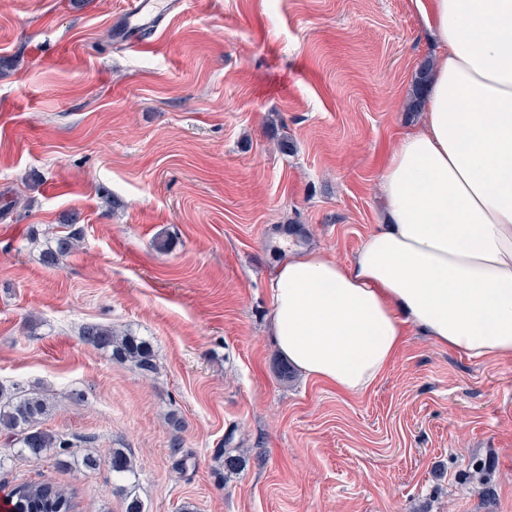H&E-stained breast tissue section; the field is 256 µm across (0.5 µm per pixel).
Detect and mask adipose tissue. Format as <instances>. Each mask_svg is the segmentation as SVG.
Returning <instances> with one entry per match:
<instances>
[{
	"label": "adipose tissue",
	"instance_id": "ef3b65f1",
	"mask_svg": "<svg viewBox=\"0 0 512 512\" xmlns=\"http://www.w3.org/2000/svg\"><path fill=\"white\" fill-rule=\"evenodd\" d=\"M439 53L423 123L382 169L386 219L345 263L312 249L270 274L271 333L306 378L359 395L418 331L512 358V0H428Z\"/></svg>",
	"mask_w": 512,
	"mask_h": 512
}]
</instances>
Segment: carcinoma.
Listing matches in <instances>:
<instances>
[{
	"label": "carcinoma",
	"instance_id": "1",
	"mask_svg": "<svg viewBox=\"0 0 512 512\" xmlns=\"http://www.w3.org/2000/svg\"><path fill=\"white\" fill-rule=\"evenodd\" d=\"M55 246L42 252V262L48 267L59 265L60 259L76 249L80 236L71 231L53 237ZM82 340L99 349L108 351L118 362H131L141 370L152 373L156 370L150 343L131 333L119 334L108 326L89 324L81 331ZM51 411L48 399L39 392L15 393L0 404V436L4 443L16 449L18 455L41 457L54 455L58 463L68 464L62 458V449L75 448L71 439L42 428V420ZM232 438L224 440V447L216 450V459L224 471L232 474L243 462L240 449L230 447ZM109 468L124 480L137 475L131 455L122 448L112 450ZM9 512H76L73 494L56 482L43 480L37 483H22L16 487L8 500Z\"/></svg>",
	"mask_w": 512,
	"mask_h": 512
}]
</instances>
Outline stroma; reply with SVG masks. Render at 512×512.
<instances>
[{
    "label": "stroma",
    "mask_w": 512,
    "mask_h": 512,
    "mask_svg": "<svg viewBox=\"0 0 512 512\" xmlns=\"http://www.w3.org/2000/svg\"><path fill=\"white\" fill-rule=\"evenodd\" d=\"M122 10L0 0V386L49 394L81 451L126 449L144 512H512V359L415 332L345 395L282 378L270 332L273 228L344 262L382 217L436 53L416 0H188L137 51ZM72 218L79 247L44 266ZM88 323L149 339L155 372ZM229 435L245 464L222 479ZM46 479L126 512L109 467L0 446V496Z\"/></svg>",
    "instance_id": "35a3bbf8"
}]
</instances>
